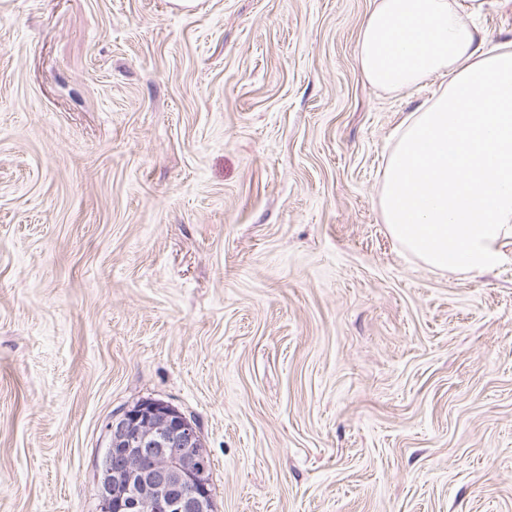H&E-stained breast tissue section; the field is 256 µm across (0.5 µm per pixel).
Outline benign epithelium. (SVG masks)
Returning a JSON list of instances; mask_svg holds the SVG:
<instances>
[{"mask_svg":"<svg viewBox=\"0 0 512 512\" xmlns=\"http://www.w3.org/2000/svg\"><path fill=\"white\" fill-rule=\"evenodd\" d=\"M96 464L103 512H215L208 456L183 414L145 400L112 416Z\"/></svg>","mask_w":512,"mask_h":512,"instance_id":"1","label":"benign epithelium"}]
</instances>
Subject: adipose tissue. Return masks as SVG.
Returning a JSON list of instances; mask_svg holds the SVG:
<instances>
[{"mask_svg": "<svg viewBox=\"0 0 512 512\" xmlns=\"http://www.w3.org/2000/svg\"><path fill=\"white\" fill-rule=\"evenodd\" d=\"M506 2L378 0L360 31L373 86L448 80L403 122L379 198L391 236L434 271H488L512 240V42L484 49L469 23Z\"/></svg>", "mask_w": 512, "mask_h": 512, "instance_id": "1", "label": "adipose tissue"}]
</instances>
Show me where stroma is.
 Masks as SVG:
<instances>
[{
	"label": "stroma",
	"mask_w": 512,
	"mask_h": 512,
	"mask_svg": "<svg viewBox=\"0 0 512 512\" xmlns=\"http://www.w3.org/2000/svg\"><path fill=\"white\" fill-rule=\"evenodd\" d=\"M377 0H0V512H97L112 414L194 420L218 512H512V244L378 209Z\"/></svg>",
	"instance_id": "35a3bbf8"
}]
</instances>
